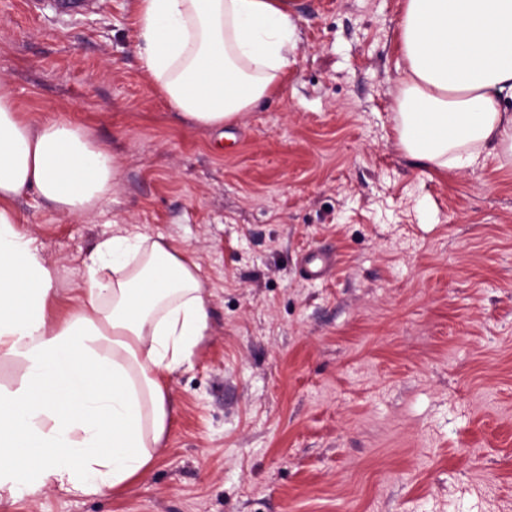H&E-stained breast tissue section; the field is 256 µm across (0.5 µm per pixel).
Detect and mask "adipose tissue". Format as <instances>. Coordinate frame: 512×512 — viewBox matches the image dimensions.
<instances>
[{"instance_id":"adipose-tissue-1","label":"adipose tissue","mask_w":512,"mask_h":512,"mask_svg":"<svg viewBox=\"0 0 512 512\" xmlns=\"http://www.w3.org/2000/svg\"><path fill=\"white\" fill-rule=\"evenodd\" d=\"M150 83L209 130L283 87L291 0H135ZM395 93L401 149L445 171L512 160V0H404ZM115 156L79 123L32 120L0 80V497L118 492L169 431L165 381L207 335L210 296L188 251L116 225L84 260L86 286L57 318V270L21 229L31 193L73 217L112 201Z\"/></svg>"}]
</instances>
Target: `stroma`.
Masks as SVG:
<instances>
[{
  "label": "stroma",
  "instance_id": "35a3bbf8",
  "mask_svg": "<svg viewBox=\"0 0 512 512\" xmlns=\"http://www.w3.org/2000/svg\"><path fill=\"white\" fill-rule=\"evenodd\" d=\"M294 6L284 93L218 133L151 86L132 0L61 22L0 0L19 109L85 125L121 170L82 218L14 205L63 287L134 224L187 247L212 301L145 476L0 512H512V165L441 172L401 150L403 0ZM314 250L336 261L310 280Z\"/></svg>",
  "mask_w": 512,
  "mask_h": 512
}]
</instances>
